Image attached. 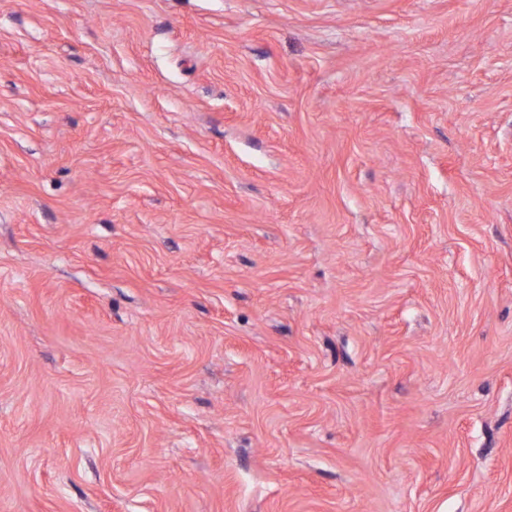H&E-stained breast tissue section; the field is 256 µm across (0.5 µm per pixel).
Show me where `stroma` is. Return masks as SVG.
<instances>
[{
    "instance_id": "1",
    "label": "stroma",
    "mask_w": 512,
    "mask_h": 512,
    "mask_svg": "<svg viewBox=\"0 0 512 512\" xmlns=\"http://www.w3.org/2000/svg\"><path fill=\"white\" fill-rule=\"evenodd\" d=\"M0 512H512V0H0Z\"/></svg>"
}]
</instances>
